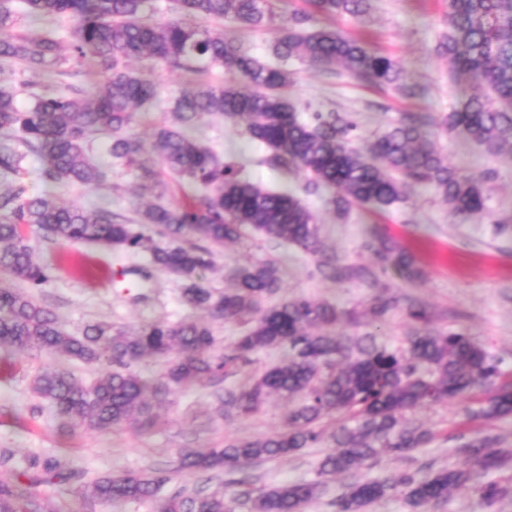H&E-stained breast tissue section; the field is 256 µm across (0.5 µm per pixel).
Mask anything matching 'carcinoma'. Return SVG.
Masks as SVG:
<instances>
[{"label": "carcinoma", "mask_w": 512, "mask_h": 512, "mask_svg": "<svg viewBox=\"0 0 512 512\" xmlns=\"http://www.w3.org/2000/svg\"><path fill=\"white\" fill-rule=\"evenodd\" d=\"M16 0H0V63L18 64L27 78L22 86L30 102L21 110L16 92L0 86V346L15 352H44L54 366L38 373L33 392L46 401L62 432L104 431L130 423L152 425L149 397L168 395L216 378L235 375L258 353L288 350V360L273 365L239 392H227L225 404L237 413H256L272 395L300 397L288 411L284 428L260 439L186 453L177 470H222L232 473L262 459L281 458L303 448L332 442L318 462V479L292 484L222 492L169 493L172 472L106 474L92 480L57 456L32 454L16 462L13 451L0 448V512H52L40 486L76 492L114 506L148 503L154 512H303L319 498L325 477L352 476L382 455L406 457L431 434L407 423L408 413L425 405L464 402L476 392L489 393L477 408L464 406L471 418L512 417V378L463 330L435 331L423 308L409 307L419 328L403 351L377 345L368 332L351 341L336 335L347 314L308 298H295L264 309L261 302L280 288L277 267L249 263L232 274L235 287L218 292L207 287L201 272L211 266L213 245L241 238L244 230L261 240L286 243L306 254L322 252L318 219L303 199L288 190L274 191L239 176L232 164L188 134L206 116L234 120L253 142L264 146L263 160L281 173H306L303 191L328 195L327 205L346 213L353 204L387 209L428 187L464 223L489 217L486 183L493 171L463 175L445 163L432 136L437 131L461 134L490 157L512 156V0H448V29L436 45L448 71L468 80L469 95L447 114L407 112L381 135L356 146V124L340 112H314L304 118L284 90L290 73L242 49L230 32L211 31L195 20L227 19L243 29H260L287 16V26L272 45L283 61L294 58L325 72L351 77L416 98L418 84L389 56L316 26L315 14L368 15L371 0H307L313 11H288V0H176L182 18L164 23L142 21L153 0H21L30 16H68L75 29L67 55L58 41L37 30H14ZM145 58L172 69L201 75L222 67L233 79L225 84L196 82L174 100L175 122L158 126L150 144L134 132L137 112L153 105L157 87L150 73L135 71L129 61ZM90 64L97 75L91 95L67 85L60 92L43 81L47 72L76 76ZM109 138L112 159L132 169L137 180L162 197L164 175L201 189L182 204H153L126 219L105 207L64 205L57 195L29 194L23 162L43 161V182L57 188H92L110 179L112 170L90 158L95 142ZM152 227L169 240L155 245L138 225ZM71 244L88 243L109 250L149 255L162 272L180 276L181 300L203 312L204 319L172 324L157 320L133 332L107 321L87 324L82 333H67L54 312L31 290L50 280L48 267L36 262L28 233ZM367 248L381 271L407 278L420 271L397 243L377 237ZM333 279L369 275L364 268L319 265ZM23 283L28 290L14 286ZM394 303L371 306L370 325L381 326ZM241 321L247 331L231 351H215L211 325ZM147 357L166 360L160 378L149 381L136 369ZM100 364L91 382L80 380L72 364ZM490 436L471 437L461 446L465 462L429 474L405 471L346 485L336 499L337 512H367L382 500L400 496L408 512H432L457 489L472 485L480 505L489 510L512 488L474 481V474L502 467L505 453Z\"/></svg>", "instance_id": "cac0c4a2"}]
</instances>
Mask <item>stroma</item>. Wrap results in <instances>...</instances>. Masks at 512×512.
Listing matches in <instances>:
<instances>
[{
    "mask_svg": "<svg viewBox=\"0 0 512 512\" xmlns=\"http://www.w3.org/2000/svg\"><path fill=\"white\" fill-rule=\"evenodd\" d=\"M447 12L445 0H374L373 11L364 18L338 16L327 21L336 31L367 40L391 56L422 86L419 98L405 100L348 75L331 76L298 61L287 64L292 73L288 98L308 112L348 115L367 139L381 133L403 112H451L467 93L468 85L453 81L447 61L434 53L435 43L446 28ZM134 67L151 68L158 85L157 101L139 113L136 124L137 131L147 137L155 125L171 121L173 100L188 77L162 64L149 65L144 59ZM193 135L221 162L240 165L243 177L263 187L298 190L303 185V174H284L263 165L265 149L248 140L229 119L217 114L205 117ZM437 145L448 164L461 173L477 174L489 168L497 171V178L486 187L492 219L458 223L447 204L425 188L387 212L355 205L342 217L318 197L305 199L318 217L326 254L335 256L338 263L378 272L379 264L366 244L375 236L387 235L417 257L421 271L418 280H407L395 271L380 274L374 285L361 279L328 280L317 272V257L247 235L214 247L212 265L203 273L205 283L219 291L230 288L229 274L235 267L268 261L278 267L282 281L280 292L265 299L268 307L306 297L340 311L361 313L374 298L392 296L398 305L376 336L377 344L407 347L408 337L417 328L407 315V306L415 303L431 313L435 328L466 331L500 360L505 373L512 375V239L498 235L493 224L497 217L512 218V157H485L461 136L440 137ZM106 147V140H98L93 158L111 166V185L74 187L60 191L59 196L68 203L106 205L133 216L136 204L150 202L153 196L140 189L123 165L112 161ZM30 243L36 261L52 269L51 281L36 297L55 312L66 332H81L94 321L134 329L155 320L176 323L198 317L181 303V280L154 270L142 255L104 250L93 244H65L37 235L31 236ZM285 356L280 348L262 351L248 372L169 396L158 410L156 427L127 425L65 434L57 429L47 403L32 391L34 376L52 365V358L39 351L17 354L0 349V448L13 449L19 462L34 453L61 456L89 478L109 472L174 467L185 452L242 438H261L282 429L293 401L275 397L259 412L243 417L225 411L222 399L225 390L240 389L248 377L280 363ZM407 419L410 424L431 429L433 440L411 458L383 456L368 462L357 471V479H374L405 469L460 465L462 439L479 433L496 436L502 447L512 448V417L489 423L469 420L456 407L445 404L416 409ZM327 451L324 445L305 448L286 458L257 461L212 478L184 472L169 488L201 486L213 491L240 480L254 487L312 480L318 461Z\"/></svg>",
    "mask_w": 512,
    "mask_h": 512,
    "instance_id": "35a3bbf8",
    "label": "stroma"
}]
</instances>
